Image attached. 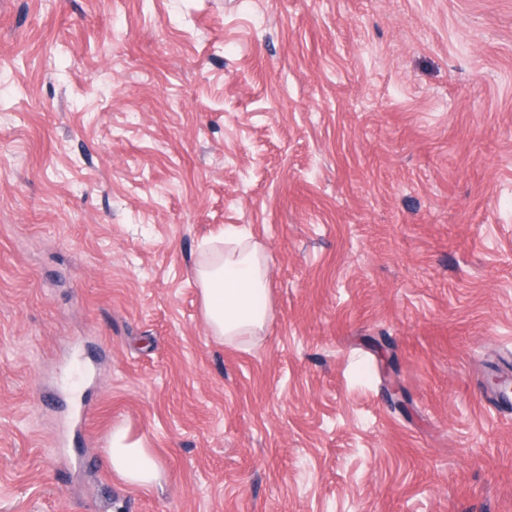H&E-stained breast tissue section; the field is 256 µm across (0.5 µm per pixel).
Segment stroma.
Here are the masks:
<instances>
[{
  "instance_id": "1",
  "label": "stroma",
  "mask_w": 512,
  "mask_h": 512,
  "mask_svg": "<svg viewBox=\"0 0 512 512\" xmlns=\"http://www.w3.org/2000/svg\"><path fill=\"white\" fill-rule=\"evenodd\" d=\"M227 230L268 256L231 343ZM498 379L512 0H0V512H512ZM267 271L264 256L230 233L203 253L196 274L204 319L214 336L231 342L265 329ZM379 344L381 348L378 349V353L381 357L384 373L387 375V391L390 396V399L392 400L394 405L400 408L401 410H409V403L407 402L405 391L402 388L392 368L391 356L388 354L386 346H384L382 343ZM107 455L112 472L132 487L151 489L161 477L157 458L140 440L131 439L126 429L112 432Z\"/></svg>"
}]
</instances>
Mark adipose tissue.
<instances>
[{"mask_svg":"<svg viewBox=\"0 0 512 512\" xmlns=\"http://www.w3.org/2000/svg\"><path fill=\"white\" fill-rule=\"evenodd\" d=\"M267 271L264 256L231 234L204 252L196 274L204 319L214 336L231 342L264 330ZM107 455L113 472L130 486L148 490L161 477L157 458L127 430L113 431Z\"/></svg>","mask_w":512,"mask_h":512,"instance_id":"adipose-tissue-1","label":"adipose tissue"}]
</instances>
